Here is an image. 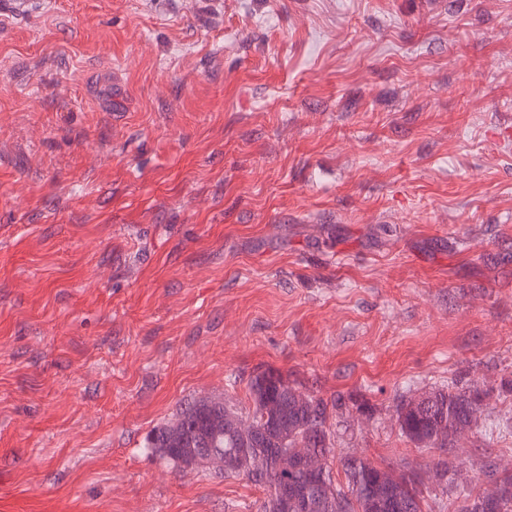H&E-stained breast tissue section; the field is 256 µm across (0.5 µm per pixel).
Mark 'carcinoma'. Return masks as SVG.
<instances>
[{"instance_id":"carcinoma-1","label":"carcinoma","mask_w":512,"mask_h":512,"mask_svg":"<svg viewBox=\"0 0 512 512\" xmlns=\"http://www.w3.org/2000/svg\"><path fill=\"white\" fill-rule=\"evenodd\" d=\"M250 406L243 412L222 400H191L174 421L148 435L145 449L184 471L203 466L201 455L190 448H214L224 452L226 477H244L264 488L262 512H423L420 472L406 469L378 482L380 466L359 455L336 457L330 420L356 412L371 418L373 408L357 392H339L329 398L301 392L270 369L254 375L247 385ZM498 390L512 393V379L496 387L482 388L476 381L436 388L416 398L400 399L393 406L399 434L414 447L437 453L432 460L443 486L453 480L454 432L474 412L483 413L487 395ZM253 421L243 433L240 421ZM291 448H309L327 456L326 473L319 477L304 468L275 475L261 473L256 459L272 461ZM343 478H334L333 462ZM486 481L498 485L499 495L490 500L482 490L468 495L448 512H512V471H499L496 463L481 466ZM288 483L286 496L272 495V481Z\"/></svg>"}]
</instances>
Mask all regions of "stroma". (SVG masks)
<instances>
[{"instance_id": "stroma-1", "label": "stroma", "mask_w": 512, "mask_h": 512, "mask_svg": "<svg viewBox=\"0 0 512 512\" xmlns=\"http://www.w3.org/2000/svg\"><path fill=\"white\" fill-rule=\"evenodd\" d=\"M268 368L397 469L398 396L512 374V0L0 18V512H259L144 443ZM511 457L469 434L432 512Z\"/></svg>"}]
</instances>
